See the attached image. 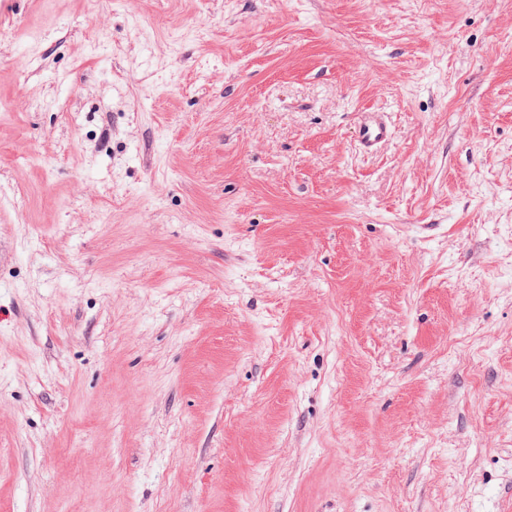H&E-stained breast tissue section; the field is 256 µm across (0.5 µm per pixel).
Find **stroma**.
Returning a JSON list of instances; mask_svg holds the SVG:
<instances>
[{"label":"stroma","instance_id":"35a3bbf8","mask_svg":"<svg viewBox=\"0 0 512 512\" xmlns=\"http://www.w3.org/2000/svg\"><path fill=\"white\" fill-rule=\"evenodd\" d=\"M0 512H512V0H0ZM391 128L381 112H363L355 127L354 137L358 147L365 153H372L385 143Z\"/></svg>","mask_w":512,"mask_h":512}]
</instances>
